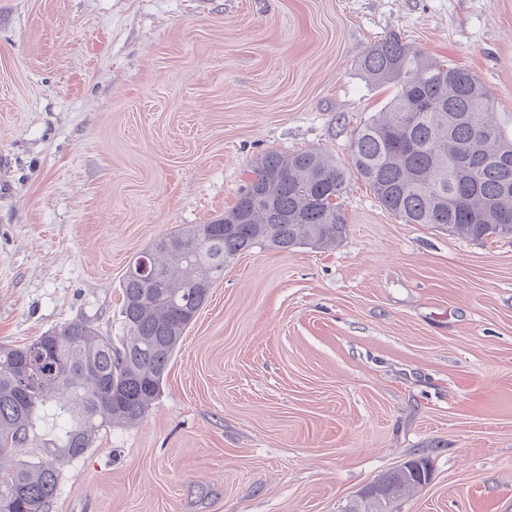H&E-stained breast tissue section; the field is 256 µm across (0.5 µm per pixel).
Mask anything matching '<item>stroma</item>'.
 Here are the masks:
<instances>
[{"label": "stroma", "mask_w": 512, "mask_h": 512, "mask_svg": "<svg viewBox=\"0 0 512 512\" xmlns=\"http://www.w3.org/2000/svg\"><path fill=\"white\" fill-rule=\"evenodd\" d=\"M396 34L512 120V0H0V343L121 336L157 237L234 206L270 151L347 165ZM326 249L237 257L133 426L60 469L50 512H512V238L407 224L351 179ZM406 463L415 467L419 473L415 474L412 468H408V475L403 471L401 474L399 468L391 471L369 485L362 492L360 500L350 506L348 512H393V503L397 492L403 488L415 489L421 487L429 481L431 468L428 460L418 458Z\"/></svg>", "instance_id": "1"}]
</instances>
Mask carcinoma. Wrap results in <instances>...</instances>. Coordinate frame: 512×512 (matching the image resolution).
<instances>
[{"label": "carcinoma", "mask_w": 512, "mask_h": 512, "mask_svg": "<svg viewBox=\"0 0 512 512\" xmlns=\"http://www.w3.org/2000/svg\"><path fill=\"white\" fill-rule=\"evenodd\" d=\"M361 69L398 93L352 142V165L310 149L266 153L235 205L207 224L179 227L132 262L122 280L123 336L73 321L19 347L0 344V458L18 454L36 421L58 432L48 459L0 468V512H48L60 466L82 455L105 426L140 421L158 398L169 363L236 256L256 247L326 248L347 231L340 197L356 177L407 224H436L472 240L512 237V133L490 112L477 77L438 64L389 35L369 46ZM369 485L348 512H393L395 495L430 479L424 458Z\"/></svg>", "instance_id": "cac0c4a2"}]
</instances>
